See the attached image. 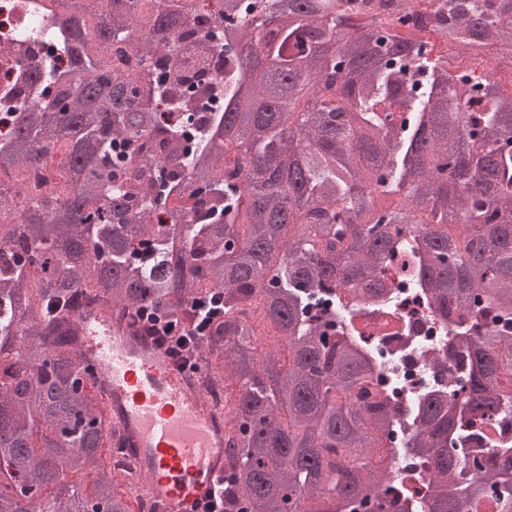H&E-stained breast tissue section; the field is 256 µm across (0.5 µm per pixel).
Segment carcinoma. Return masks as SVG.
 <instances>
[{"mask_svg": "<svg viewBox=\"0 0 512 512\" xmlns=\"http://www.w3.org/2000/svg\"><path fill=\"white\" fill-rule=\"evenodd\" d=\"M194 2L61 0L50 16L60 51L92 50L73 74L30 73L47 93L0 131L1 173L51 182L48 157L66 156L52 190L0 183V453L56 488L26 502L0 491V512H77L88 494L102 512H130L103 460L112 421L81 389L89 369L67 304H148L188 327L204 292L222 296L224 320L203 361L213 372L223 360L214 381L238 386L224 406V512H512V447H475L512 418V95L488 74H451L432 43L406 36L430 28L453 55L495 48L512 73V0H207L229 53L224 111L181 118L154 71L215 51L199 40L183 60ZM130 38L138 70L108 61ZM244 45L262 68H244ZM203 121L184 150L182 125ZM145 137L160 156L126 186L125 148ZM173 195L191 205L168 207ZM144 238L152 252L132 258ZM397 254L433 310L457 314L440 367H466L408 410L366 400L379 361L306 319L324 290L372 292ZM254 310L288 364L258 351ZM396 433L407 438L393 455L426 467L422 501L399 471L370 465ZM71 475L92 476V490Z\"/></svg>", "mask_w": 512, "mask_h": 512, "instance_id": "cac0c4a2", "label": "carcinoma"}]
</instances>
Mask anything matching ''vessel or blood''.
Segmentation results:
<instances>
[{
  "label": "vessel or blood",
  "instance_id": "b4317fda",
  "mask_svg": "<svg viewBox=\"0 0 512 512\" xmlns=\"http://www.w3.org/2000/svg\"><path fill=\"white\" fill-rule=\"evenodd\" d=\"M70 319L126 450L118 479L150 495L156 512H200L224 478L223 411L118 308L101 302Z\"/></svg>",
  "mask_w": 512,
  "mask_h": 512
}]
</instances>
